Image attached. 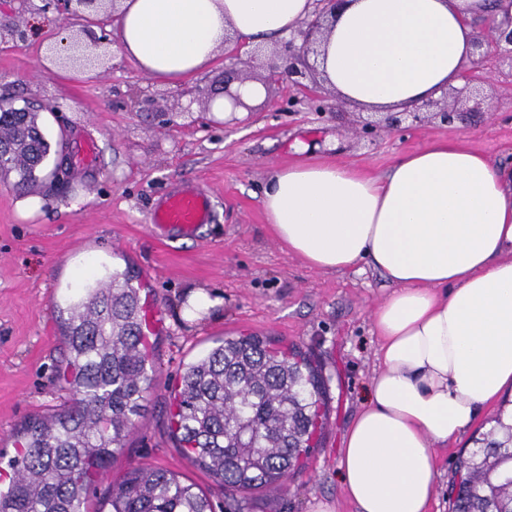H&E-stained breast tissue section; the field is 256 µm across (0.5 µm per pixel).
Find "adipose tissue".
<instances>
[{
	"mask_svg": "<svg viewBox=\"0 0 512 512\" xmlns=\"http://www.w3.org/2000/svg\"><path fill=\"white\" fill-rule=\"evenodd\" d=\"M313 0H122L117 49L169 84L204 72L226 33L288 37ZM512 0H349L318 59L327 85L373 112L463 86L473 23ZM261 204L310 267L366 264L393 287L372 313L380 368L344 438L356 512H430L432 450L512 393V168L465 141L402 155L384 177L323 160L273 169Z\"/></svg>",
	"mask_w": 512,
	"mask_h": 512,
	"instance_id": "obj_1",
	"label": "adipose tissue"
}]
</instances>
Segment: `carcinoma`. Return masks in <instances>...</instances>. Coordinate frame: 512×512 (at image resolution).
<instances>
[{"label":"carcinoma","mask_w":512,"mask_h":512,"mask_svg":"<svg viewBox=\"0 0 512 512\" xmlns=\"http://www.w3.org/2000/svg\"><path fill=\"white\" fill-rule=\"evenodd\" d=\"M26 142L9 156L16 186L36 181L51 145L38 114L0 109V146ZM117 271L93 273L70 301L64 379L71 403L24 428L7 461L0 512H84L94 477L125 447L149 386L137 289ZM177 401L175 438L183 455L224 492L275 490L314 448L327 400L325 379L298 351L260 336H226L187 364ZM459 463L453 512H512V438L489 431ZM489 455L491 478L474 467ZM109 512H211L207 495L160 468L132 466L112 483Z\"/></svg>","instance_id":"carcinoma-1"}]
</instances>
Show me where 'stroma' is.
<instances>
[{
  "label": "stroma",
  "mask_w": 512,
  "mask_h": 512,
  "mask_svg": "<svg viewBox=\"0 0 512 512\" xmlns=\"http://www.w3.org/2000/svg\"><path fill=\"white\" fill-rule=\"evenodd\" d=\"M41 6V0H0V104L36 107L59 154L74 155L91 139L99 156L84 169L47 163L24 190L14 174L0 173V454L13 456L24 421L69 401L58 378L66 357L60 309L80 288L81 272L105 266L127 273L140 290L151 344L150 388L132 436L89 491V512H101L111 481L132 465L162 468L195 484L208 494L213 512H314L321 501L354 512L341 481L343 440L380 366L372 312L390 288L367 266L324 272L288 253L266 221L263 183L271 168L303 155L381 176L401 155L442 140L462 139L511 162L512 65L487 48L486 104L452 127L382 130L369 142L352 133L355 109L346 105L321 117L305 105L282 112L287 92L279 87L244 125L226 130L209 124L204 97L224 88L232 62L223 54L173 86L149 78L120 54L108 23L94 80L79 78L63 56L51 73L41 59L64 33L81 35L85 27L74 17L61 23L53 12L41 33L12 41L11 27L32 21ZM303 144L308 150L302 155ZM190 184L211 197V223L193 238L155 235L152 211L169 191ZM25 198L41 205L26 221L17 213ZM197 288L223 298V307L208 315L196 310L189 292ZM240 334L302 348L320 366L329 397L321 442L306 465L282 490L250 494L243 507L180 454L168 410V393L184 365L215 339ZM497 415L487 408L471 434L435 448L439 478L431 512H451L448 490L459 458Z\"/></svg>",
  "instance_id": "obj_1"
}]
</instances>
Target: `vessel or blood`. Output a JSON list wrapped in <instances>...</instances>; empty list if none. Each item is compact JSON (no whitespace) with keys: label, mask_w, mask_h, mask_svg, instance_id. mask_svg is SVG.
Here are the masks:
<instances>
[{"label":"vessel or blood","mask_w":512,"mask_h":512,"mask_svg":"<svg viewBox=\"0 0 512 512\" xmlns=\"http://www.w3.org/2000/svg\"><path fill=\"white\" fill-rule=\"evenodd\" d=\"M213 209L210 198L195 189H186L167 197L164 204L149 218L150 228L158 236L175 230L193 235L198 227L211 223Z\"/></svg>","instance_id":"1"}]
</instances>
